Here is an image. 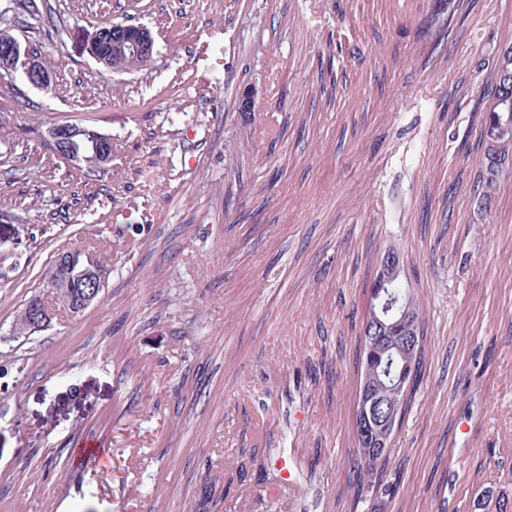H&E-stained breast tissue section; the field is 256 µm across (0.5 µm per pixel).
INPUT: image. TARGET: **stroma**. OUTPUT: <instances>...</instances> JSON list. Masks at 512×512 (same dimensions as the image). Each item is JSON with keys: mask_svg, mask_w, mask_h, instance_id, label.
<instances>
[{"mask_svg": "<svg viewBox=\"0 0 512 512\" xmlns=\"http://www.w3.org/2000/svg\"><path fill=\"white\" fill-rule=\"evenodd\" d=\"M500 2L367 20L359 0H49L48 32L0 0L50 73L42 91L0 71V512H224L244 448L294 457L290 512H512V174L477 218L458 140L512 44ZM111 22L152 33L149 66L84 53ZM64 123L111 136L106 169L51 150ZM393 241L425 300L424 378L389 492L360 493L356 332ZM79 245L100 300L14 336ZM86 439L105 466L72 464Z\"/></svg>", "mask_w": 512, "mask_h": 512, "instance_id": "35a3bbf8", "label": "stroma"}]
</instances>
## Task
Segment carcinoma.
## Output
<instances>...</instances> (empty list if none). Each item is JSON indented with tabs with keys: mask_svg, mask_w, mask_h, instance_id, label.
Instances as JSON below:
<instances>
[{
	"mask_svg": "<svg viewBox=\"0 0 512 512\" xmlns=\"http://www.w3.org/2000/svg\"><path fill=\"white\" fill-rule=\"evenodd\" d=\"M151 42V32L130 26L120 34L107 24L96 31L86 51L96 62L114 72H128L149 65L153 53L137 50L136 42ZM495 82L489 95L478 99L472 122L480 129L478 161L471 181L474 210L485 215L501 177L512 173V46L496 58ZM70 137L63 153L76 165L97 170L112 161V138L74 124L55 125L48 131L51 148L60 153L57 133ZM105 269L80 251L59 253L45 274L42 287L56 302L79 314L96 302L104 288ZM371 304L360 331L361 365L356 392V476L371 488L381 486L392 439L410 399L421 383L424 303L409 287L399 248L388 246L375 265L370 285ZM52 322V312L39 296L31 298L12 326L15 336H32ZM245 459L224 460V498L233 482H242Z\"/></svg>",
	"mask_w": 512,
	"mask_h": 512,
	"instance_id": "obj_1",
	"label": "carcinoma"
}]
</instances>
